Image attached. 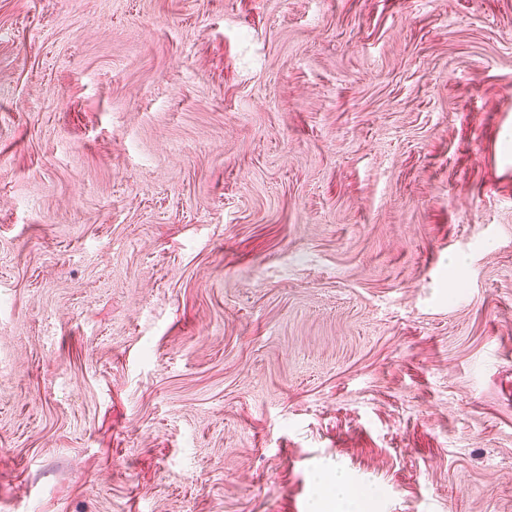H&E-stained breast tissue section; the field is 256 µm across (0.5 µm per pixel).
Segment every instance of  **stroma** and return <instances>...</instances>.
<instances>
[{"label": "stroma", "mask_w": 512, "mask_h": 512, "mask_svg": "<svg viewBox=\"0 0 512 512\" xmlns=\"http://www.w3.org/2000/svg\"><path fill=\"white\" fill-rule=\"evenodd\" d=\"M512 512V0H0V512Z\"/></svg>", "instance_id": "stroma-1"}]
</instances>
